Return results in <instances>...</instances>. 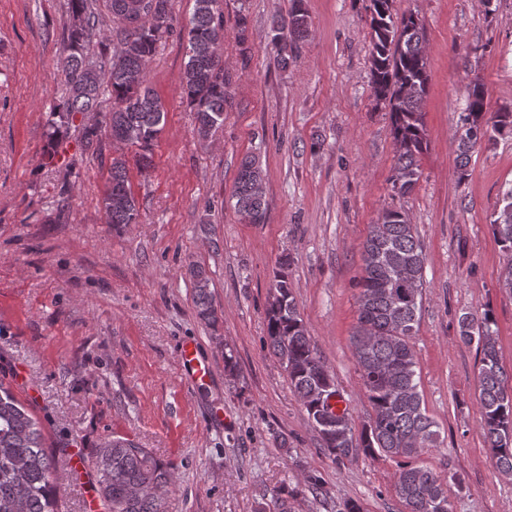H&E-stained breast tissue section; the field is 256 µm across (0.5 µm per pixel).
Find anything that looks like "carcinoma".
I'll return each instance as SVG.
<instances>
[{"instance_id": "1", "label": "carcinoma", "mask_w": 512, "mask_h": 512, "mask_svg": "<svg viewBox=\"0 0 512 512\" xmlns=\"http://www.w3.org/2000/svg\"><path fill=\"white\" fill-rule=\"evenodd\" d=\"M117 26L99 41L98 53L89 52L100 31L98 0H67L74 24L65 40L62 62L66 95L48 121L46 153L63 135L65 121L77 113L99 111L100 96L109 91L112 109L103 120L84 128V149L102 153V133L122 131L136 148L141 167L150 164L152 147L165 122L160 98L147 84L146 64L162 41L177 37L186 42L182 94L194 112L195 131L206 139L224 123L227 82L221 48L224 13L219 0H194L188 24L173 23L169 0H149L152 25L128 30L124 11L128 0H105ZM371 84L374 96L388 107L391 131L397 145L393 189L400 196L412 192L421 177L419 157L427 150L423 113L429 82L424 27L417 17H396L390 0H370ZM309 34L303 0H291L287 18L275 28L277 63L288 64V47ZM466 105L460 118L467 131L484 128L482 138L512 135V112H499L489 120L478 112L485 108L486 87L473 78L465 86ZM479 138L458 139L460 169L469 164ZM262 168L254 158L239 164L231 199L242 221L267 215L266 196L254 190ZM102 205L107 223L116 230L139 223V209L129 190L126 160L112 159L110 178ZM503 250L512 255V222L499 217L491 224ZM358 295V320L350 337L366 398L372 413L357 429L348 409L337 410L331 397L339 396L335 375L328 369L301 317L288 261L278 263L269 295L267 343L270 352L288 373L323 450L337 463L364 456L397 461L394 489L406 512H440L448 504V483L462 487L456 473L442 476L414 465L423 449L433 448L439 424L426 409L417 381L418 360L411 340L418 331L424 302V247L408 214L386 209L362 246ZM193 301L199 320L217 327L223 314L210 290L205 268L192 265ZM459 337L476 344L479 353L478 386L487 448L499 470L512 476V388L501 364L490 314L459 317ZM59 460L45 446L40 421L16 397L10 384L0 379V512H59L55 473ZM97 476V493L105 512H165L164 495L175 483L172 465L124 437H107L86 457Z\"/></svg>"}]
</instances>
